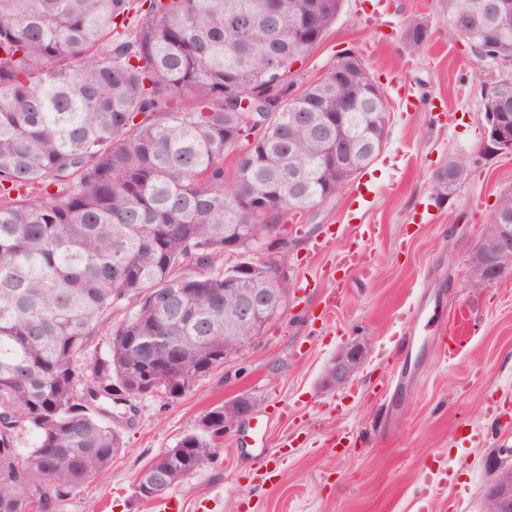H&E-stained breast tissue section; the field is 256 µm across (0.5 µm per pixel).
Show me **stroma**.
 <instances>
[{
  "instance_id": "1",
  "label": "stroma",
  "mask_w": 512,
  "mask_h": 512,
  "mask_svg": "<svg viewBox=\"0 0 512 512\" xmlns=\"http://www.w3.org/2000/svg\"><path fill=\"white\" fill-rule=\"evenodd\" d=\"M429 37L411 51L409 24ZM366 65L388 105L373 162L335 196L288 217L289 308L264 337L177 399L112 406L123 438L111 466L57 512H156L135 494L140 471L239 396L254 409L215 455L172 488L181 512H485L484 490L512 468V265L470 285L473 246L512 189V154L483 150L486 83L495 63L448 36L440 0H343L335 22L288 76L301 91L340 52ZM468 163L444 200L431 182ZM361 243L366 267H340ZM345 297L325 307L329 291ZM367 354L325 388L343 347ZM448 167H451L454 172L455 182L451 186V191H454L461 184L468 170L467 162L462 158L449 159L448 164L442 167L434 176L431 191L432 193L445 194L450 196L448 192Z\"/></svg>"
}]
</instances>
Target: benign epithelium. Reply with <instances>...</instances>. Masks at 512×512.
<instances>
[{
  "label": "benign epithelium",
  "mask_w": 512,
  "mask_h": 512,
  "mask_svg": "<svg viewBox=\"0 0 512 512\" xmlns=\"http://www.w3.org/2000/svg\"><path fill=\"white\" fill-rule=\"evenodd\" d=\"M495 19L500 28V40L506 41L512 36V10L502 3L495 10ZM469 46L476 47L475 55L488 59L502 69V75L490 84V88H504L512 84V57L500 53L499 45L482 41L480 32L465 33ZM485 146L500 153L512 151V119L506 112H488L484 125ZM512 261V225L487 224L484 233L476 245L471 257L472 282L483 286L491 284L498 277L503 266ZM245 265L260 269L268 276L277 279L287 277L285 265L280 262L270 263L266 255H261L255 262ZM224 295L236 298L234 321L228 324L229 333L234 335V347L243 352L260 339L268 324L274 320L289 303V296L270 293L263 288L262 278L244 279L236 276L224 277ZM364 357V349L350 346L339 350L331 359L324 385L333 388L340 386L350 377L358 362ZM252 412L249 401L241 397L236 408L224 407V423ZM487 499L495 505V512H507L512 507V482L489 485L485 491Z\"/></svg>",
  "instance_id": "benign-epithelium-1"
}]
</instances>
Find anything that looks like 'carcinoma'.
I'll return each mask as SVG.
<instances>
[{"label":"carcinoma","mask_w":512,"mask_h":512,"mask_svg":"<svg viewBox=\"0 0 512 512\" xmlns=\"http://www.w3.org/2000/svg\"><path fill=\"white\" fill-rule=\"evenodd\" d=\"M149 2L0 0V512H56L111 464L122 441L101 400L144 386L178 398L224 365L236 305L224 276L246 274L224 240L247 226L265 238L247 213L258 202L277 224L335 195L386 136L360 62L288 95L312 50L300 23L321 38L342 0ZM492 2L442 0L448 36ZM405 36L419 50L426 27ZM249 136L225 181L224 151ZM345 142L343 174L327 158ZM467 170L448 160L431 191L456 190ZM491 220L512 224V190ZM207 415L212 431L146 467L139 498L145 477L166 493L212 458L224 406ZM26 430L37 440L22 454Z\"/></svg>","instance_id":"cac0c4a2"}]
</instances>
